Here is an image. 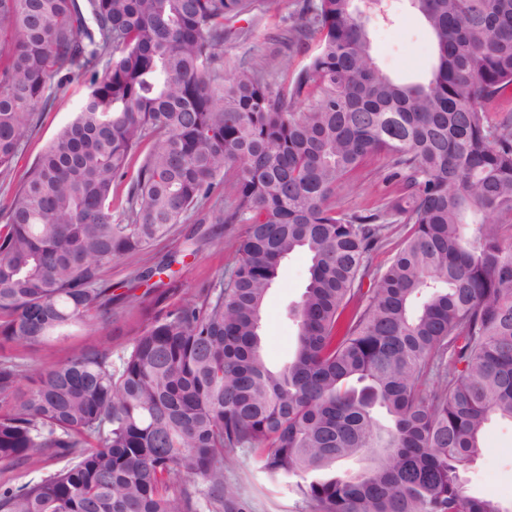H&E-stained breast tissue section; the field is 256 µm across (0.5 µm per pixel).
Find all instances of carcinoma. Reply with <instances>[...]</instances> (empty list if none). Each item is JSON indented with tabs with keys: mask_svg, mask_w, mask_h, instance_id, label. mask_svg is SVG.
<instances>
[{
	"mask_svg": "<svg viewBox=\"0 0 512 512\" xmlns=\"http://www.w3.org/2000/svg\"><path fill=\"white\" fill-rule=\"evenodd\" d=\"M401 2L432 40L426 80L372 56L388 0H298L288 42L316 49L275 90L261 58L229 78L218 62L228 24L279 0H0L1 178L65 80L89 84L0 210V345L110 322L124 302L149 313L115 352L0 355V473L68 460L0 483V512H248L226 482L239 451L312 512H512L461 476L486 424L512 422V0ZM375 157L398 192L338 209ZM230 172L234 205L198 220L248 225L226 274L185 298L171 255L137 275L168 281L113 294L112 263L220 198ZM398 223L403 246L369 275ZM299 251L297 346L275 369L262 307ZM349 459L362 465L338 469ZM65 464L66 460L56 459L49 461L40 469H30L21 467L16 469L12 473L6 474L2 478V482L3 480L8 481L9 479L10 485L13 486H19L26 483H35L41 480L43 477L47 476L48 474L54 472L55 470L62 468Z\"/></svg>",
	"mask_w": 512,
	"mask_h": 512,
	"instance_id": "1",
	"label": "carcinoma"
}]
</instances>
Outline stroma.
<instances>
[{
	"mask_svg": "<svg viewBox=\"0 0 512 512\" xmlns=\"http://www.w3.org/2000/svg\"><path fill=\"white\" fill-rule=\"evenodd\" d=\"M295 10V0H281L277 7L254 12L233 22L230 34L224 39L225 73H232L241 62L260 55L267 56L280 78H288L301 69L310 50L306 47L296 49L288 44V26L295 17ZM370 38L377 64L396 77L420 75L432 55V45L420 16L409 11L398 12L393 22L371 27ZM87 91L86 78L73 76L66 92L57 95L52 106L44 112L29 134L23 151L15 159L7 181L0 183V208L9 203L14 187L26 176L57 131L73 119ZM386 174L385 160L373 161L359 174L353 187L337 190V207L347 212L380 208L396 191L395 184L386 181ZM189 230V225H179L148 250L126 255L113 263L108 271L113 293L127 292L133 284L135 272L143 264L159 261L172 252L182 253L184 236ZM246 230L243 224L214 225L211 236L202 242L198 252L184 256L175 270L186 295H193L208 286L228 268L236 258ZM308 267L309 259L305 253L292 255L280 266L275 284L265 299L262 347L270 365L284 364L295 351L296 325L290 310L305 289ZM139 319L138 309L130 308L117 324L103 328L76 325L63 335L38 343L9 345L5 352L48 367L65 360L84 346L117 347L125 344L129 329ZM481 445L476 459L464 469L468 492L511 504L512 423L493 420L482 434ZM227 480L249 503L251 512H310L287 485L270 482L251 464H240L228 473Z\"/></svg>",
	"mask_w": 512,
	"mask_h": 512,
	"instance_id": "obj_1",
	"label": "stroma"
}]
</instances>
